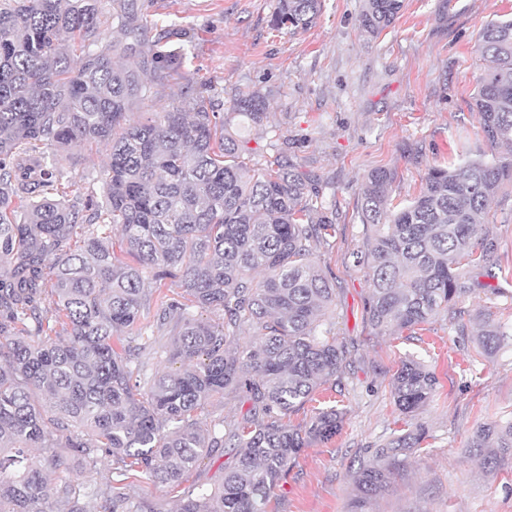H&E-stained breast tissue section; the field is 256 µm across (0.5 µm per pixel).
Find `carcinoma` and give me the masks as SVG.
<instances>
[{"label": "carcinoma", "instance_id": "cac0c4a2", "mask_svg": "<svg viewBox=\"0 0 512 512\" xmlns=\"http://www.w3.org/2000/svg\"><path fill=\"white\" fill-rule=\"evenodd\" d=\"M0 0V512H48L60 498L85 512L56 452L86 462L103 450L126 469L178 487L215 448L231 461L224 482L188 491L176 512H267L289 465L309 440L328 441L343 413L319 412L304 428L284 418L327 381L347 351L325 328L334 289L318 246L335 233L306 174L276 158L251 169L240 131L263 121L257 91L221 115L202 95L132 123L186 59L150 36L142 0ZM403 0H364L358 28L378 37ZM321 0H278L272 25L309 29ZM120 40L97 47L102 26ZM476 52L485 67L474 107L493 148H512V17L486 24ZM110 145L103 194L82 197L62 181L58 153ZM390 168L359 189L370 294L366 317L380 334L425 324L476 290L497 294V244L480 233L491 197L512 182V156L457 159L429 169L420 193L394 211ZM121 226L119 248L110 233ZM134 259L130 264L124 256ZM174 284L177 297L159 294ZM153 320L145 321L150 302ZM223 311L216 322L198 311ZM174 320L173 373L147 375L139 353L114 337L143 336ZM61 325L65 336L50 337ZM260 342L229 349L240 332ZM482 345L512 342L500 325ZM437 378L407 358L392 376L397 408L412 416ZM226 392L250 403L241 418L205 428L200 416ZM420 426L391 436L355 472L356 512L387 484L391 467L425 440ZM512 455V420L477 428L470 448Z\"/></svg>", "mask_w": 512, "mask_h": 512}]
</instances>
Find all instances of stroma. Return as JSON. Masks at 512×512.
<instances>
[{
	"label": "stroma",
	"instance_id": "1",
	"mask_svg": "<svg viewBox=\"0 0 512 512\" xmlns=\"http://www.w3.org/2000/svg\"><path fill=\"white\" fill-rule=\"evenodd\" d=\"M322 4L311 28L291 34L271 24L277 0H150L154 30L172 31L169 47H186L187 55L183 69L129 114L134 122L146 119L198 90L225 113L239 93L260 91L267 116L246 133L252 164L283 155L315 180L335 216L336 232L319 253L335 290L331 317L346 367L340 383L321 386L289 423L306 424L331 406L343 410L344 422L336 437L292 460L268 512H350L360 460L413 421L426 429L421 448L392 467L366 512H512V459L490 468L468 448L479 426L512 419V344L488 355L479 343L485 320L512 326V279L502 294L456 302L466 333L441 316L380 336L365 316L370 281L356 260L365 246L358 191L368 171H396L398 202L420 191L432 166L463 153L492 157L473 108L484 67L476 41L485 24L512 15V0H404L395 23L376 39L356 25L363 0ZM108 153L102 144L70 148L59 155V171L81 195L101 197ZM485 230L503 272H512V183L491 199ZM408 357L438 379L430 403L412 417L390 393L391 377ZM64 454L72 470L53 473V480L101 492L84 499L86 512H105L104 498L118 482L150 512H176L184 489L221 483L227 460L215 449L181 487L166 488L141 472L122 475L106 453L91 465L73 449Z\"/></svg>",
	"mask_w": 512,
	"mask_h": 512
}]
</instances>
